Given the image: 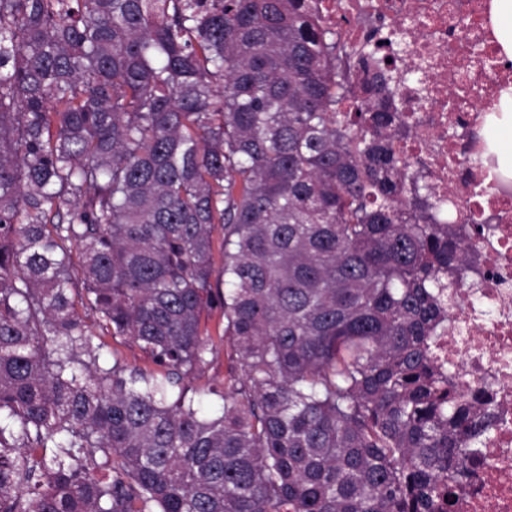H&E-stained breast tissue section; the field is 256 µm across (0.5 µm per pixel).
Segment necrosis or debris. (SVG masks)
<instances>
[{
  "label": "necrosis or debris",
  "mask_w": 512,
  "mask_h": 512,
  "mask_svg": "<svg viewBox=\"0 0 512 512\" xmlns=\"http://www.w3.org/2000/svg\"><path fill=\"white\" fill-rule=\"evenodd\" d=\"M319 22L350 44L401 38L393 86L407 128L395 148L429 174L443 218L465 232L475 265L452 289L434 363L498 419L482 465L457 492L456 512H512V170L489 128L512 90V59L493 23V0H311Z\"/></svg>",
  "instance_id": "necrosis-or-debris-1"
}]
</instances>
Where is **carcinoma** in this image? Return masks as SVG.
I'll use <instances>...</instances> for the list:
<instances>
[{
	"instance_id": "1",
	"label": "carcinoma",
	"mask_w": 512,
	"mask_h": 512,
	"mask_svg": "<svg viewBox=\"0 0 512 512\" xmlns=\"http://www.w3.org/2000/svg\"><path fill=\"white\" fill-rule=\"evenodd\" d=\"M391 71L304 0H0V512H454L496 407ZM207 325L210 329L211 338L213 341V354L209 355L208 359L211 360L205 373L198 378L194 379L190 386L194 389L203 388L205 386H212L220 391L224 388V378L227 370V354L230 352L229 347L221 338L224 330V317L220 310H214L207 318ZM87 323L93 331V334H95L93 337L94 345L97 346L100 343L103 344L102 348L99 350L100 362L112 365L114 353L116 357L129 366H137L149 370L157 368L146 358L140 349L127 338L98 336L100 331L97 327V323L95 322V318L92 315L87 319Z\"/></svg>"
}]
</instances>
